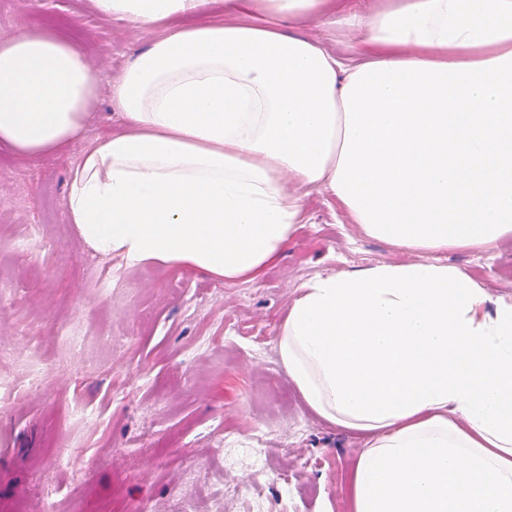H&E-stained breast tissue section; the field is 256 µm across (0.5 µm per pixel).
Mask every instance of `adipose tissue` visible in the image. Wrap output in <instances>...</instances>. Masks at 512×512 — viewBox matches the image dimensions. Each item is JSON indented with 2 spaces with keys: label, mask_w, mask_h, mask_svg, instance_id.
Returning a JSON list of instances; mask_svg holds the SVG:
<instances>
[{
  "label": "adipose tissue",
  "mask_w": 512,
  "mask_h": 512,
  "mask_svg": "<svg viewBox=\"0 0 512 512\" xmlns=\"http://www.w3.org/2000/svg\"><path fill=\"white\" fill-rule=\"evenodd\" d=\"M93 0L153 39L110 88L57 29L0 39V145L78 148L67 216L118 267L260 281L334 198L417 261L328 272L296 290L276 348L323 420L364 434L352 512H512V298L449 250L512 239V0ZM353 28L350 67L297 34Z\"/></svg>",
  "instance_id": "ef3b65f1"
}]
</instances>
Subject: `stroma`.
<instances>
[{"mask_svg": "<svg viewBox=\"0 0 512 512\" xmlns=\"http://www.w3.org/2000/svg\"><path fill=\"white\" fill-rule=\"evenodd\" d=\"M58 22L100 82L94 139L116 126L109 89L146 31L92 0H0V38ZM73 155L0 149V506L24 512H349L364 435L318 417L276 336L317 274L408 261L310 190L307 222L256 284L158 265L117 268L66 214ZM443 261L512 296V241ZM80 336L79 350L67 338ZM48 377L32 387L39 370ZM249 486L253 496L237 495Z\"/></svg>", "mask_w": 512, "mask_h": 512, "instance_id": "obj_1", "label": "stroma"}]
</instances>
